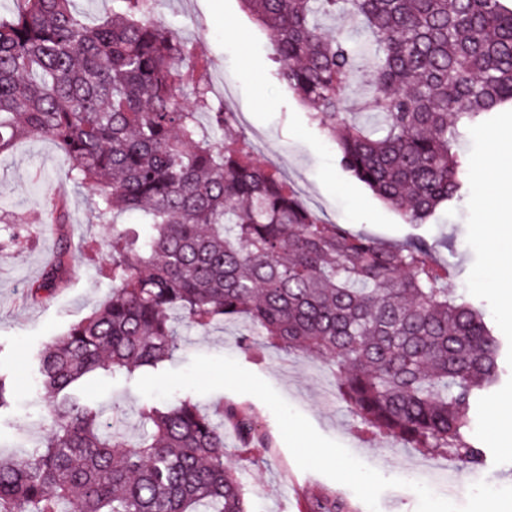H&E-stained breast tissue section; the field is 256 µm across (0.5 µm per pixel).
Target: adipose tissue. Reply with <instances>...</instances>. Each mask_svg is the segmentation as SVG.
Listing matches in <instances>:
<instances>
[{
	"label": "adipose tissue",
	"instance_id": "adipose-tissue-1",
	"mask_svg": "<svg viewBox=\"0 0 512 512\" xmlns=\"http://www.w3.org/2000/svg\"><path fill=\"white\" fill-rule=\"evenodd\" d=\"M494 197L487 234L499 271V291L512 299V133L495 136L493 147L478 175Z\"/></svg>",
	"mask_w": 512,
	"mask_h": 512
}]
</instances>
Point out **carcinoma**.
Wrapping results in <instances>:
<instances>
[{"mask_svg": "<svg viewBox=\"0 0 512 512\" xmlns=\"http://www.w3.org/2000/svg\"><path fill=\"white\" fill-rule=\"evenodd\" d=\"M0 16V153L40 136L71 161L112 226V294L38 354L53 395L41 446L0 456V512H249L224 459V420L244 445L252 418L211 415L189 397L140 413L129 446L71 395L98 370L155 368L174 351L171 318L206 329L244 315L288 353L325 359L364 426L414 448L481 461L469 439L475 398L503 373L504 342L482 308L448 295V269L414 236L387 245L325 224L214 107L207 63L154 18L156 0H112L93 24L76 0H16ZM274 35L278 76L313 109L342 168L410 224L428 223L469 179L455 150L470 127L512 111V7L502 0H240ZM346 15L367 35L332 37ZM375 79L352 119L346 92ZM214 114L234 147L202 132ZM61 282L48 269L34 293ZM372 79V74L369 71H364L361 75H359L352 83L347 92L348 103L352 105L354 114L360 122L365 124L370 128H376L375 119L370 116L368 112H364L360 107V102L362 98V90L364 85Z\"/></svg>", "mask_w": 512, "mask_h": 512, "instance_id": "cac0c4a2", "label": "carcinoma"}]
</instances>
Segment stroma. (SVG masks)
Wrapping results in <instances>:
<instances>
[{
    "label": "stroma",
    "mask_w": 512,
    "mask_h": 512,
    "mask_svg": "<svg viewBox=\"0 0 512 512\" xmlns=\"http://www.w3.org/2000/svg\"><path fill=\"white\" fill-rule=\"evenodd\" d=\"M156 17L209 62L214 101L233 114V126L250 142L257 165L286 174L325 223L392 244L417 234L433 242L435 257L448 268L449 293L483 305L497 334L512 338V308L496 290L492 247L483 229L488 217L477 204L478 179L473 177L462 198L431 223H406L399 211L343 170L335 143L311 120L307 105L278 80L272 33L243 10L240 0H160ZM505 130L512 131V112L494 113L469 132L460 148L470 172L481 169L490 135ZM70 167V160L43 138L21 139L0 154V225L21 230L15 244L0 250V374L12 390L8 407L0 410V453L5 455L25 456L49 429V394L40 382L38 352L91 314L111 291L106 243L112 227L96 219L95 197L70 181ZM58 196L66 203L61 219L46 204ZM58 259L66 270L62 287L32 295L45 267ZM172 325L178 344L162 370L184 368L197 355L231 357L266 380L322 435L386 477L424 475L436 494L459 505L477 481L512 486V448L503 447L491 426L493 412L512 398L510 376L478 401L470 436L484 459L464 466L448 453L411 448L391 435L365 430L349 411L326 361L287 353L257 334L250 347H243L246 319L219 321L206 330L177 319ZM136 381L124 372L98 371L77 390L82 402L103 411L132 445L141 437L138 414L148 402ZM194 400L210 414L232 406L255 420L262 438L247 448L232 424L224 426L225 459L242 469L252 512H299L303 494L341 501L345 512H368L347 486L299 469L273 413L257 397L217 390Z\"/></svg>",
    "instance_id": "obj_1"
}]
</instances>
